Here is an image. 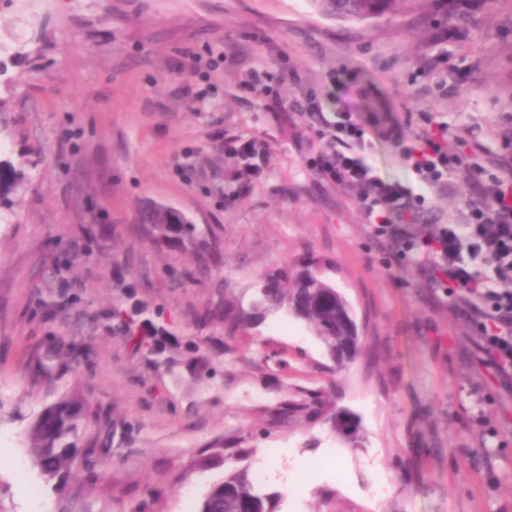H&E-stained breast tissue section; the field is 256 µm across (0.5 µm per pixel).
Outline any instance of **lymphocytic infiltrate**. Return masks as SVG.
Instances as JSON below:
<instances>
[{
    "label": "lymphocytic infiltrate",
    "mask_w": 512,
    "mask_h": 512,
    "mask_svg": "<svg viewBox=\"0 0 512 512\" xmlns=\"http://www.w3.org/2000/svg\"><path fill=\"white\" fill-rule=\"evenodd\" d=\"M292 109L300 123L321 127L323 144L306 156V167L345 188L365 223L390 243L394 255L422 249L430 280L462 293L468 315L479 322L492 365L501 375L512 374V173L488 181L472 177L470 199L458 222L440 225L431 238L420 241L414 227L429 213L428 191L452 185L462 164L448 143L447 128L427 119L414 127L387 129L414 176L404 182L381 176L367 162L373 141L349 101L310 91ZM481 262L492 267L497 287L481 276Z\"/></svg>",
    "instance_id": "f902f5d3"
}]
</instances>
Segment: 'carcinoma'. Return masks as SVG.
I'll return each instance as SVG.
<instances>
[{
	"label": "carcinoma",
	"mask_w": 512,
	"mask_h": 512,
	"mask_svg": "<svg viewBox=\"0 0 512 512\" xmlns=\"http://www.w3.org/2000/svg\"><path fill=\"white\" fill-rule=\"evenodd\" d=\"M396 0H312L321 11L358 22L383 16ZM141 223L149 225L154 240H169L176 231L185 233L190 244H195L193 222L186 215L160 203H148L141 209ZM310 268L300 270L293 278L292 287L284 289L270 280L262 286L255 308L270 309L288 306L297 318L306 321L322 342L330 359L339 362L342 369L357 358L361 345L352 336V313L348 301L321 280H308ZM252 314L224 304V327L230 333L242 332ZM83 400L75 393L62 397L49 405L33 421L26 432L28 448L42 474L58 478L81 465L92 462L102 453L100 445L108 436L104 419L85 441L78 439L82 423L80 404ZM336 434L355 443L359 428L353 414L345 411L336 417ZM278 493H266L257 488L247 470H238L213 484L206 494L200 512H275Z\"/></svg>",
	"instance_id": "obj_1"
}]
</instances>
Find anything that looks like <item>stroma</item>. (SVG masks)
I'll list each match as a JSON object with an SVG mask.
<instances>
[{
    "instance_id": "stroma-1",
    "label": "stroma",
    "mask_w": 512,
    "mask_h": 512,
    "mask_svg": "<svg viewBox=\"0 0 512 512\" xmlns=\"http://www.w3.org/2000/svg\"><path fill=\"white\" fill-rule=\"evenodd\" d=\"M21 12L0 0V512H199L242 467L281 492L277 512H512V379L425 255L392 258L347 191L307 170L316 133L290 108L343 71L364 120L427 112L463 135L426 238L464 209L473 163L488 177L512 161V0H399L364 22L310 0H47L24 35ZM252 70L286 80L259 96ZM228 136L270 146L243 187ZM148 200L191 218L200 248L156 243ZM317 259L361 334L336 378L286 309L224 331L225 300L250 308L262 279ZM48 350L65 357L35 380ZM75 389L109 438L59 492L23 439ZM317 392L356 415L360 446L317 414L277 424ZM211 448L222 457L190 470Z\"/></svg>"
}]
</instances>
